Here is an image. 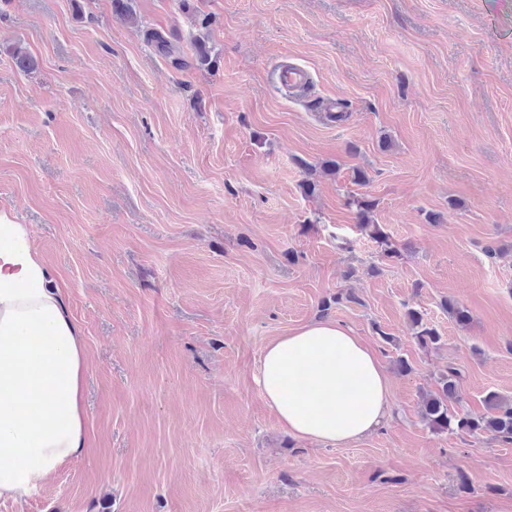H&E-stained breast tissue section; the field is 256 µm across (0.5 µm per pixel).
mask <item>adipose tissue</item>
Here are the masks:
<instances>
[{
    "instance_id": "adipose-tissue-1",
    "label": "adipose tissue",
    "mask_w": 512,
    "mask_h": 512,
    "mask_svg": "<svg viewBox=\"0 0 512 512\" xmlns=\"http://www.w3.org/2000/svg\"><path fill=\"white\" fill-rule=\"evenodd\" d=\"M86 350L25 225L0 215V498L22 501L86 446ZM305 371L315 397L294 390ZM255 382L291 436L340 446L372 434L391 409L375 352L333 320L268 344Z\"/></svg>"
}]
</instances>
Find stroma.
Returning <instances> with one entry per match:
<instances>
[{"label":"stroma","instance_id":"stroma-1","mask_svg":"<svg viewBox=\"0 0 512 512\" xmlns=\"http://www.w3.org/2000/svg\"><path fill=\"white\" fill-rule=\"evenodd\" d=\"M132 8L134 24L112 0H10L0 18V214L28 226L82 331L89 433L0 512H512V444L420 415L450 366V411L512 400V0ZM280 61L310 73L305 93L272 87ZM357 193L401 259L359 232ZM339 292L355 302L322 314ZM324 315L391 389L390 419L337 447L281 430L253 380L270 342ZM407 315L415 330L414 338L417 344L425 350L438 349L442 343L439 332L424 321L419 311L411 309Z\"/></svg>","mask_w":512,"mask_h":512}]
</instances>
